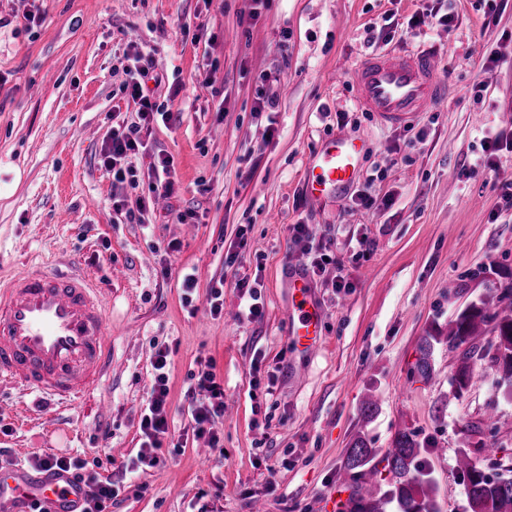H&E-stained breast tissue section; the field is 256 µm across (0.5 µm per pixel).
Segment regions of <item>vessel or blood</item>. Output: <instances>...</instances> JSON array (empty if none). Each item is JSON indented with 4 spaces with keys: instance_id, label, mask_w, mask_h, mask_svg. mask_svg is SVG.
Here are the masks:
<instances>
[{
    "instance_id": "b4317fda",
    "label": "vessel or blood",
    "mask_w": 512,
    "mask_h": 512,
    "mask_svg": "<svg viewBox=\"0 0 512 512\" xmlns=\"http://www.w3.org/2000/svg\"><path fill=\"white\" fill-rule=\"evenodd\" d=\"M359 105L386 125L414 120L448 94L437 59L426 51H386L363 57L351 71ZM368 145L345 134L326 139L306 165L305 193L319 204L345 194ZM286 325L297 344L321 341L320 313L310 282L295 269ZM106 307L98 284L69 260H50L0 284V382L68 409L80 402L112 367ZM82 495L70 475L25 476L0 470V512H62Z\"/></svg>"
}]
</instances>
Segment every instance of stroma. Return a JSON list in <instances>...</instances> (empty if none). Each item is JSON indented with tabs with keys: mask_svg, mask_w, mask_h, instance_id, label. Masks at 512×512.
<instances>
[{
	"mask_svg": "<svg viewBox=\"0 0 512 512\" xmlns=\"http://www.w3.org/2000/svg\"><path fill=\"white\" fill-rule=\"evenodd\" d=\"M0 0V269L49 255L90 272L108 299L112 372L81 404L56 411L0 384V448L20 469L36 455L84 454L120 476L140 446L157 349L169 351L166 467L132 479L112 512H339L347 450L384 454L397 431L426 445L440 512H462L456 457L473 424L512 453V387L475 359L456 394L459 352L435 345L429 379L414 372L424 337L443 336L470 302L496 304L512 282V149L481 166L486 136L512 133V0ZM39 9L40 26L24 15ZM448 25L407 30L422 13ZM153 50L154 97L171 112L133 158L138 183L98 158L113 119L135 121L122 93L129 45ZM436 54L448 98L406 126H383L356 102L351 66L383 51ZM282 73L274 118L255 113ZM337 133L368 150L348 196L312 204L305 165ZM172 160L170 197L144 223L113 202L148 193L154 151ZM361 195L373 206L352 203ZM390 208H382L384 198ZM309 225L312 247L291 227ZM322 344L297 347L282 320L291 262L308 266ZM197 281L182 302L181 271ZM247 278L262 317L241 316ZM224 310L211 315V289ZM213 359L224 381L221 442L194 438L190 375ZM377 411L365 415L363 404ZM25 401L29 418L13 409Z\"/></svg>",
	"mask_w": 512,
	"mask_h": 512,
	"instance_id": "1",
	"label": "stroma"
}]
</instances>
